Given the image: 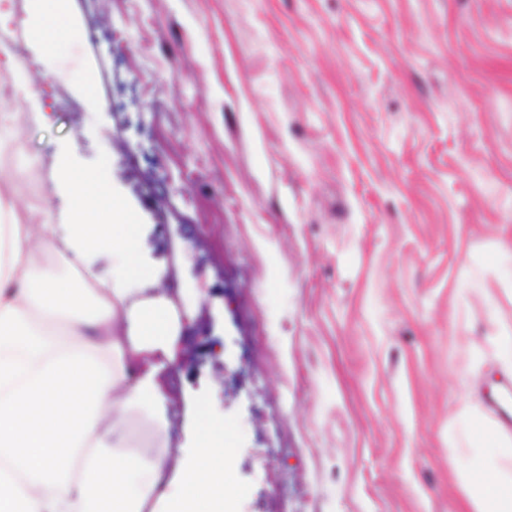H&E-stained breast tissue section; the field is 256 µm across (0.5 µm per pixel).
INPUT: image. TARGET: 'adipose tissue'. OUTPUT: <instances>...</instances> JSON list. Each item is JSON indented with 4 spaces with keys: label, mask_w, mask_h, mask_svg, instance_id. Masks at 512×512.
I'll return each mask as SVG.
<instances>
[{
    "label": "adipose tissue",
    "mask_w": 512,
    "mask_h": 512,
    "mask_svg": "<svg viewBox=\"0 0 512 512\" xmlns=\"http://www.w3.org/2000/svg\"><path fill=\"white\" fill-rule=\"evenodd\" d=\"M70 221L0 226V512H234L231 455L202 431L181 489L164 491L163 455L130 450L119 418L140 405L164 410L157 373L176 349L167 301L145 297L138 227L103 176L69 172ZM124 264L98 275L96 257ZM58 255L84 279L45 261ZM93 287H85V279ZM473 512H512V475L497 465L467 481Z\"/></svg>",
    "instance_id": "ef3b65f1"
}]
</instances>
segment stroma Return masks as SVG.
I'll return each instance as SVG.
<instances>
[{"label": "stroma", "instance_id": "35a3bbf8", "mask_svg": "<svg viewBox=\"0 0 512 512\" xmlns=\"http://www.w3.org/2000/svg\"><path fill=\"white\" fill-rule=\"evenodd\" d=\"M20 0L0 114L38 179L0 211L68 219L103 173L182 315L164 425L182 478L223 425L236 512H466L470 443L512 376V0ZM21 72L39 108L14 94ZM43 25L52 24L58 29L65 28L59 0H33Z\"/></svg>", "mask_w": 512, "mask_h": 512}]
</instances>
